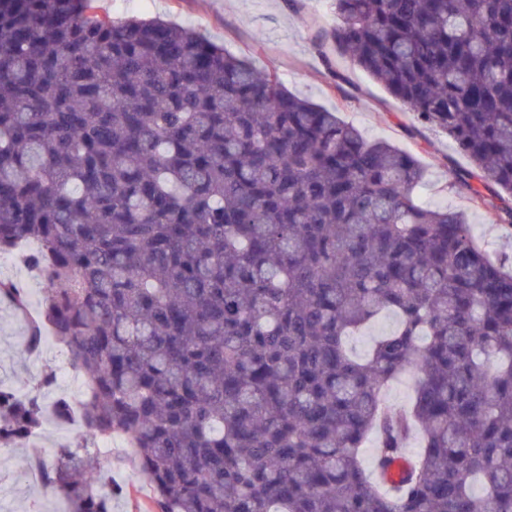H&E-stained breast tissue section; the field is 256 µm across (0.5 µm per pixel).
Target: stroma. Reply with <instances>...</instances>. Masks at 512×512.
I'll return each instance as SVG.
<instances>
[{
    "mask_svg": "<svg viewBox=\"0 0 512 512\" xmlns=\"http://www.w3.org/2000/svg\"><path fill=\"white\" fill-rule=\"evenodd\" d=\"M94 7L96 14L114 19L138 15L193 27L227 52L249 59L255 68L276 74L292 93L338 108L340 117L366 138L412 151L426 167L423 199L466 210L481 246L512 265V233L489 223L485 210L470 208L450 188L451 172L470 168L471 163L446 134L421 125L349 59L335 61L346 80L347 98L332 90L323 60L312 46L318 31L337 22L331 0H148L142 6L136 0H95ZM22 334L20 321L7 305H0V382L17 390L56 359L51 351L40 357L27 352ZM30 454L25 447L0 446V507L5 512H57L59 500L53 491L26 477ZM111 476L127 490L113 499L112 512H148L155 489L130 455L113 463Z\"/></svg>",
    "mask_w": 512,
    "mask_h": 512,
    "instance_id": "35a3bbf8",
    "label": "stroma"
}]
</instances>
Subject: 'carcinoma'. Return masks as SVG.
I'll return each instance as SVG.
<instances>
[{
    "label": "carcinoma",
    "instance_id": "carcinoma-1",
    "mask_svg": "<svg viewBox=\"0 0 512 512\" xmlns=\"http://www.w3.org/2000/svg\"><path fill=\"white\" fill-rule=\"evenodd\" d=\"M333 2L315 48L336 93L331 52L448 134L474 167L451 188L511 230L512 0ZM425 175L192 28L0 0V254L34 244L44 288L35 317L11 278L0 303L87 380L83 445L32 458L62 512L126 493L103 492L111 436L152 512H512V270L418 200ZM385 312L398 327L355 357ZM56 381L0 386V441L36 437ZM417 429L390 492L378 470ZM397 323V317L394 314H383L368 329H364L351 336L348 341V347L351 352L360 358H364L369 353L374 341L381 335L390 332ZM413 379L405 375L394 381L382 392L384 403L394 408H406L413 398Z\"/></svg>",
    "mask_w": 512,
    "mask_h": 512
}]
</instances>
